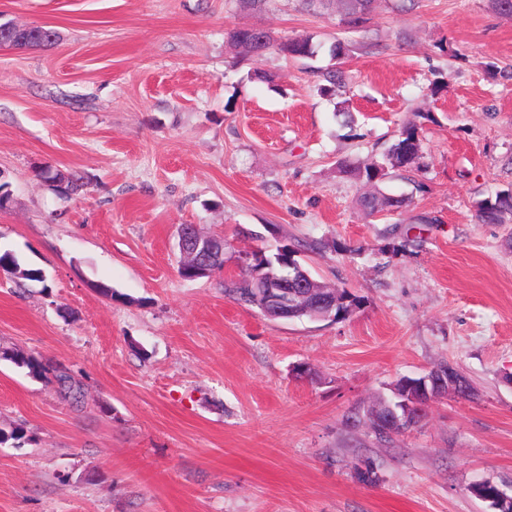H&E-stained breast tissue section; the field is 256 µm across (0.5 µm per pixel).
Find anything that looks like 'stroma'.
I'll return each mask as SVG.
<instances>
[{
    "instance_id": "1",
    "label": "stroma",
    "mask_w": 512,
    "mask_h": 512,
    "mask_svg": "<svg viewBox=\"0 0 512 512\" xmlns=\"http://www.w3.org/2000/svg\"><path fill=\"white\" fill-rule=\"evenodd\" d=\"M0 19L59 34L0 47V247L45 276L0 272V350L84 387L74 407L0 360V429L26 428L0 444V512H489L474 484L512 491V222L475 219L512 186V16L379 0L361 35L301 0H0ZM238 26L273 47L246 54ZM306 37L313 58L276 47ZM410 121L420 164L381 189L411 203L365 216L336 163L382 161ZM45 169L86 185L62 197ZM183 224L223 237V272L179 275ZM279 244L351 313L270 319L225 297ZM445 363L472 397L369 427L399 378Z\"/></svg>"
}]
</instances>
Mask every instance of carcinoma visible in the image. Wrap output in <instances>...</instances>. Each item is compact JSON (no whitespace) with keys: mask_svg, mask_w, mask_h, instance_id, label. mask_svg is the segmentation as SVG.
I'll return each instance as SVG.
<instances>
[{"mask_svg":"<svg viewBox=\"0 0 512 512\" xmlns=\"http://www.w3.org/2000/svg\"><path fill=\"white\" fill-rule=\"evenodd\" d=\"M378 0H337L340 21L350 29L358 32L366 31L371 20V14ZM313 44L310 39H289L278 45V50L294 59H305L313 54ZM418 128L414 123H408L399 131V135L389 147L383 162L364 166L357 165L349 159L337 162V172L355 178L371 186L372 191L362 194L358 199L359 207L369 216L378 214L390 208L399 210L405 207L408 199L395 197L383 192L378 183L388 176L391 169H407L419 158ZM476 220L482 224H504L512 221V188L501 190L495 196L480 200L476 205ZM0 267L3 271L19 273L23 278L39 281L43 279L39 269H20L18 260L12 251L6 249L0 253ZM224 295L233 300L247 304V281L241 274L234 279L224 281ZM0 359L8 360L14 365L25 368L28 374L48 383L58 384V389L72 403H80L82 396L81 381L62 366H52L42 360L24 355L19 352L0 350Z\"/></svg>","mask_w":512,"mask_h":512,"instance_id":"1","label":"carcinoma"}]
</instances>
